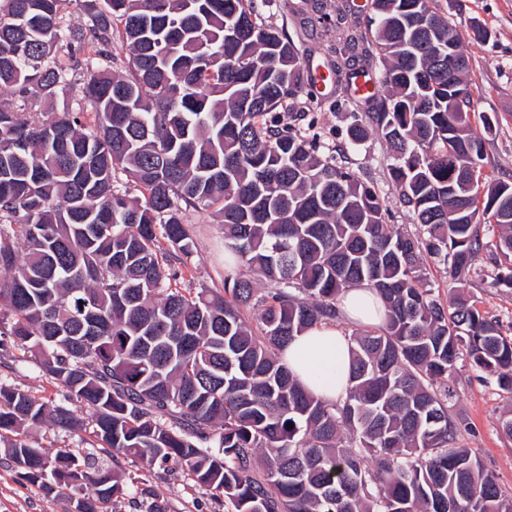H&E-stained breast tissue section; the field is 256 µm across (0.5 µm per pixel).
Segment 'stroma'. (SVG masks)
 Listing matches in <instances>:
<instances>
[{
	"label": "stroma",
	"mask_w": 512,
	"mask_h": 512,
	"mask_svg": "<svg viewBox=\"0 0 512 512\" xmlns=\"http://www.w3.org/2000/svg\"><path fill=\"white\" fill-rule=\"evenodd\" d=\"M263 22L282 29L292 41L303 65L316 70L318 80L306 87L292 107L279 112L281 125L303 133H319L325 153L345 151L350 167L374 183L386 200L391 222L399 229L415 232L416 223L392 185L389 169L393 162L386 142L369 133L359 146H349L346 129L352 114H365L363 101L351 98L336 87L333 67L344 44L330 18L341 9L350 26L366 32L368 0H326L327 17L305 11L299 0H256ZM461 47L469 59L468 79L474 87L476 112L496 114V132L486 140L485 169L493 177L512 181V0H461L454 17ZM485 25L489 41L473 38V23ZM184 222L194 241V255L182 270L183 284L190 288H223L224 226L215 209H187ZM494 247H484L473 259L462 280L446 276L442 265L428 261V284L442 303H450L455 289L465 288L478 307L499 320L512 336V289L496 282ZM19 352L0 349V382L24 389L46 402L48 408L64 406L79 420L76 429L65 431L44 425L25 430L29 442L44 447L49 455L70 452L79 456L92 452V414L69 400L67 390L43 374L33 361H22ZM448 407L459 426V443L469 448L501 486L512 493V439L500 427L503 413L512 409V396L495 381H484L468 360L456 364L449 380ZM119 472L138 477L141 491L113 504L115 512H226L224 498L215 491L196 486L179 464L147 465L120 460ZM64 499L50 500L31 488L0 458V512H64Z\"/></svg>",
	"instance_id": "1"
}]
</instances>
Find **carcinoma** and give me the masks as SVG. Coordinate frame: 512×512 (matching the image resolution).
I'll return each mask as SVG.
<instances>
[{"mask_svg": "<svg viewBox=\"0 0 512 512\" xmlns=\"http://www.w3.org/2000/svg\"><path fill=\"white\" fill-rule=\"evenodd\" d=\"M74 2L77 22L67 0L0 3V345L92 411L110 459L179 461L229 512H512L448 411L462 356L512 393V336L464 293L446 307L426 287V258L458 280L488 229L497 284L512 288V182L483 172L495 116L479 134L473 102L451 100L448 53L469 83L451 14L370 0L367 39L336 12L345 48L377 58L386 88L365 99L368 125L353 115L349 141L370 126L388 143L420 225L410 235L345 155L274 124L312 75L254 0ZM72 85L79 100L42 111ZM212 207L250 274L196 292L175 268L194 253L183 211ZM358 285L384 318L348 337V389L328 403L281 352L336 320ZM47 420L78 427L70 409L49 415L0 382V454L27 484L51 500L70 488L65 512H106L130 493L135 478L23 437Z\"/></svg>", "mask_w": 512, "mask_h": 512, "instance_id": "carcinoma-1", "label": "carcinoma"}]
</instances>
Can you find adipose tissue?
<instances>
[{"label": "adipose tissue", "mask_w": 512, "mask_h": 512, "mask_svg": "<svg viewBox=\"0 0 512 512\" xmlns=\"http://www.w3.org/2000/svg\"><path fill=\"white\" fill-rule=\"evenodd\" d=\"M340 309L350 321L377 325L384 307L376 293L363 286L347 289L340 298ZM348 342L330 324H321L296 336L282 352L293 376L315 396L333 402L344 397L348 388Z\"/></svg>", "instance_id": "adipose-tissue-1"}]
</instances>
